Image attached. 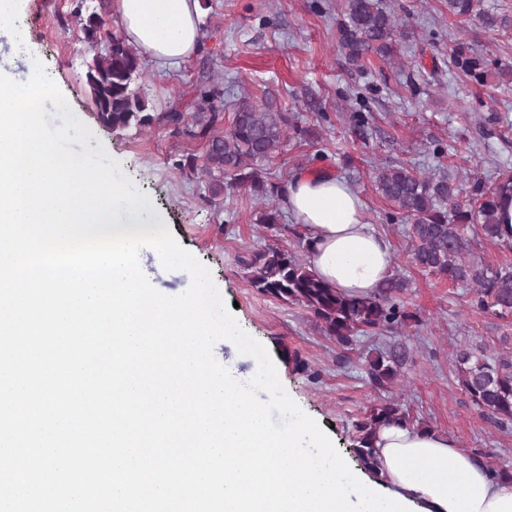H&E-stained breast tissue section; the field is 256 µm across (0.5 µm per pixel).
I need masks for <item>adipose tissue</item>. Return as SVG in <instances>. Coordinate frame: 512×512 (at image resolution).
Returning a JSON list of instances; mask_svg holds the SVG:
<instances>
[{
  "label": "adipose tissue",
  "mask_w": 512,
  "mask_h": 512,
  "mask_svg": "<svg viewBox=\"0 0 512 512\" xmlns=\"http://www.w3.org/2000/svg\"><path fill=\"white\" fill-rule=\"evenodd\" d=\"M113 16L147 60L176 65L200 48V0H113ZM285 205L310 243V268L349 296L373 294L391 268L388 241L368 223L365 203L335 175L301 172ZM376 483L425 512H512V480L493 477L437 431L390 424L373 439Z\"/></svg>",
  "instance_id": "adipose-tissue-1"
}]
</instances>
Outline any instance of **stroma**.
Here are the masks:
<instances>
[{"label":"stroma","mask_w":512,"mask_h":512,"mask_svg":"<svg viewBox=\"0 0 512 512\" xmlns=\"http://www.w3.org/2000/svg\"><path fill=\"white\" fill-rule=\"evenodd\" d=\"M383 2L410 32L396 63L375 56L361 70L345 63L336 47L343 0H209L200 50L174 69L147 64L139 78L142 94L158 112L190 85L206 81L221 87L225 118L242 101L270 97L311 127L316 141L288 142L264 163V172L285 183L297 171L327 168L346 180L363 197L370 224L391 245L392 274L409 281L404 305L423 319L421 326L395 333L357 335L349 349L326 336L304 307L262 294L251 282L247 263L269 245L307 259L302 229L290 216L274 229L260 224L267 201L243 192L209 203L202 170L175 166L186 153L203 157L198 142L156 124L112 131L97 121L83 79L99 49L84 42L73 0H22L19 23L27 48L16 50L1 36L0 66L22 78L30 56L43 61L74 115L92 131L90 148L105 147L150 196L179 244L209 270L241 328L268 350L286 391L327 431L352 469L360 467L354 425L379 398L365 379V357L397 342L406 358L391 398L461 450L512 471V425L481 416L459 386L455 363L465 344L502 353L500 338L512 333V317L482 314L473 289L416 268L406 219L388 217L371 183L373 167L391 162L425 174L444 168L453 176L473 167L488 179L512 171V30L488 31L477 19L452 16L446 0ZM458 43L495 59L484 83L454 68L450 50ZM355 94L371 114L364 139L353 132L349 98ZM437 145L445 150L438 159L432 156ZM139 262L164 294H180L190 284L187 273L164 270L151 248L142 249Z\"/></svg>","instance_id":"obj_1"}]
</instances>
